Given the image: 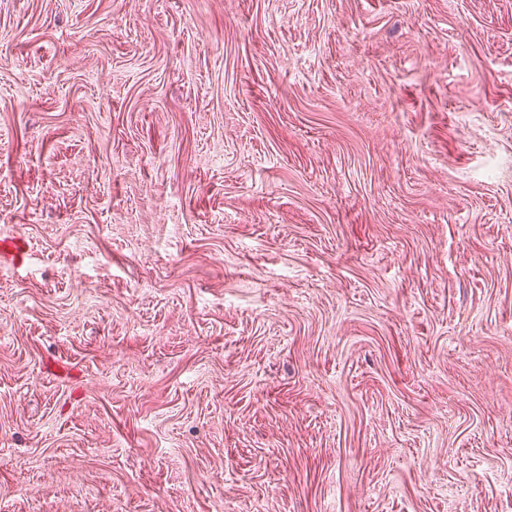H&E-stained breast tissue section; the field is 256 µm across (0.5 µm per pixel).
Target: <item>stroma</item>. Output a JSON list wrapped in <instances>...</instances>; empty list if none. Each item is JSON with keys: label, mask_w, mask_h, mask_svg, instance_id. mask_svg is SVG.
Returning a JSON list of instances; mask_svg holds the SVG:
<instances>
[{"label": "stroma", "mask_w": 512, "mask_h": 512, "mask_svg": "<svg viewBox=\"0 0 512 512\" xmlns=\"http://www.w3.org/2000/svg\"><path fill=\"white\" fill-rule=\"evenodd\" d=\"M0 512H512V0H0Z\"/></svg>", "instance_id": "obj_1"}]
</instances>
